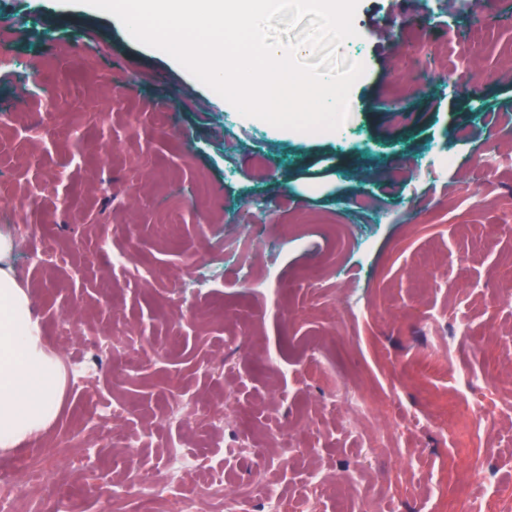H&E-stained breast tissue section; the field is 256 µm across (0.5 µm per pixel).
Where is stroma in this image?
Listing matches in <instances>:
<instances>
[{"label":"stroma","mask_w":512,"mask_h":512,"mask_svg":"<svg viewBox=\"0 0 512 512\" xmlns=\"http://www.w3.org/2000/svg\"><path fill=\"white\" fill-rule=\"evenodd\" d=\"M512 0H359L358 37L338 48L363 64L349 116L336 131L291 133L236 109L183 67L136 43L109 14L61 0H0V31L16 65L0 68V233L50 239L61 263L13 264L27 288L46 350L63 311L77 332L139 334L133 376H112V357L88 348L97 376L66 387L63 409L41 444L0 451V471L24 459L48 477L17 500L18 512H172L158 494L167 452L186 436L222 462L226 443L262 436L282 421L306 434L310 452L244 458L232 485L259 472L286 501L307 473L325 472L323 512H512ZM49 75L57 112L50 133L29 140L41 103L23 86ZM469 70L472 83L458 77ZM82 127L76 141L60 125ZM466 138H458L459 129ZM256 234L252 276L224 275V245L243 217ZM110 249L97 252L100 236ZM129 253L127 266L112 257ZM449 267L437 286L416 267ZM157 278L144 285L143 270ZM466 320L472 344L452 342ZM322 363L314 365V349ZM474 376L458 395V372ZM361 394L370 415L346 428L339 387ZM238 411L208 439L193 421L162 415L180 395ZM128 408L120 432L139 434L150 471L112 496L123 448L94 439L87 402ZM497 415L476 433L462 401ZM385 426L390 447L367 461L359 435ZM498 488L478 491L473 456Z\"/></svg>","instance_id":"35a3bbf8"}]
</instances>
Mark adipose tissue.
<instances>
[{
    "instance_id": "1",
    "label": "adipose tissue",
    "mask_w": 512,
    "mask_h": 512,
    "mask_svg": "<svg viewBox=\"0 0 512 512\" xmlns=\"http://www.w3.org/2000/svg\"><path fill=\"white\" fill-rule=\"evenodd\" d=\"M14 244L0 236V449L44 437L61 409L60 361L42 344L29 293L18 282Z\"/></svg>"
}]
</instances>
